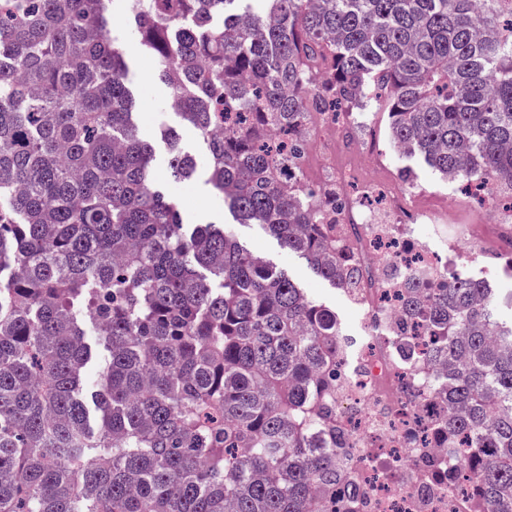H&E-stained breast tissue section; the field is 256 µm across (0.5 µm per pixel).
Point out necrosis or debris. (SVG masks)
Returning <instances> with one entry per match:
<instances>
[{"instance_id": "1", "label": "necrosis or debris", "mask_w": 512, "mask_h": 512, "mask_svg": "<svg viewBox=\"0 0 512 512\" xmlns=\"http://www.w3.org/2000/svg\"><path fill=\"white\" fill-rule=\"evenodd\" d=\"M381 198L384 209H366L364 198ZM403 196L393 182L366 185L350 196L344 221L361 225L360 236L343 251L345 260L371 270L383 258L393 275L374 280L364 291L370 321L384 328L365 340L356 356L336 362V424L346 436V483L336 489V512H474L473 481L463 450L449 451L434 424L448 415L433 365L397 358L402 338L397 275L434 260L417 242L420 225L437 223L421 212L404 217Z\"/></svg>"}]
</instances>
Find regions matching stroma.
I'll return each instance as SVG.
<instances>
[{
  "label": "stroma",
  "instance_id": "obj_1",
  "mask_svg": "<svg viewBox=\"0 0 512 512\" xmlns=\"http://www.w3.org/2000/svg\"><path fill=\"white\" fill-rule=\"evenodd\" d=\"M132 0H115L110 13L117 36L124 43L129 66V87L137 100V125L140 137L152 144L153 179L167 182L181 217L187 224H226L236 238L264 260L283 268L290 278L304 288L318 303L334 310L342 335L353 342H362L376 335L367 318L365 308L349 294L317 276L308 263L282 249L278 241L260 225L237 223L224 198L206 183L209 155L197 132L182 123L169 106L170 90L155 76L157 64L145 54L137 32L128 23ZM367 121L377 133L373 156L350 150L338 143L335 131L311 121L307 138L310 147L301 164L303 182L311 188L327 183L330 165L351 161L361 172V182L353 183L350 194L361 192L362 182H394L403 192L410 208L415 211H433L449 216L452 223L471 227L477 234L475 241L457 247L453 239L436 234L431 227L420 232L424 247L441 261L450 262L459 273L485 280L496 294L512 291V265L500 256V240L492 239L490 225L494 210L487 201L469 197L461 183H447L423 163L410 159L394 149L388 140V119L380 106H373ZM176 129L186 152L191 154L198 168L197 175L188 182L170 179L169 150L165 137L168 129Z\"/></svg>",
  "mask_w": 512,
  "mask_h": 512
}]
</instances>
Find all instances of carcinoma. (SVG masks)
Masks as SVG:
<instances>
[{
	"label": "carcinoma",
	"mask_w": 512,
	"mask_h": 512,
	"mask_svg": "<svg viewBox=\"0 0 512 512\" xmlns=\"http://www.w3.org/2000/svg\"><path fill=\"white\" fill-rule=\"evenodd\" d=\"M244 2L133 17L239 223L360 300L336 185L299 164L312 114L383 93L395 148L512 195V0ZM133 104L106 0H0V512H309L344 480L336 312L226 225L182 223ZM428 278L400 305L408 351L448 366L436 431L469 449L478 506L512 512V323L482 280Z\"/></svg>",
	"instance_id": "cac0c4a2"
}]
</instances>
